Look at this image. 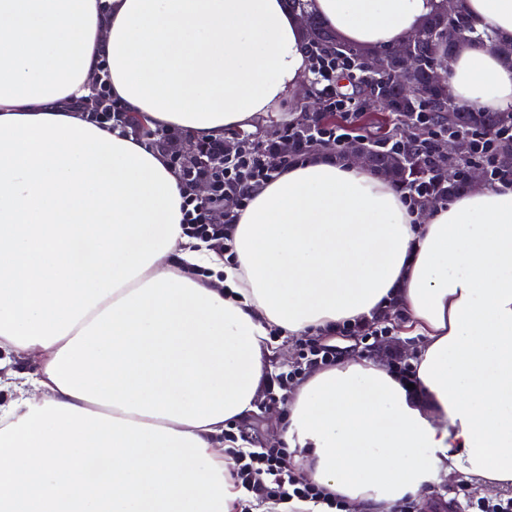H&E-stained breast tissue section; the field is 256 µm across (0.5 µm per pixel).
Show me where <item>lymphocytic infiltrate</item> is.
<instances>
[{"label": "lymphocytic infiltrate", "instance_id": "1", "mask_svg": "<svg viewBox=\"0 0 512 512\" xmlns=\"http://www.w3.org/2000/svg\"><path fill=\"white\" fill-rule=\"evenodd\" d=\"M313 74L324 111L340 115V122L323 125L311 120L304 126L297 122L287 124L284 137H295L303 130L309 134L308 139L300 141L297 149L288 154L281 153L279 142L274 141L225 156L218 186L206 200L198 198L194 192L193 182L199 176L198 171H180L187 205L184 223L189 234L208 239L216 249L225 250L227 228L237 222L252 191L276 178L288 164L305 160L310 154V141H331L341 146L357 136L385 151L397 147L398 137L385 138L356 128L359 102L353 94L337 87V81L343 75L350 83L360 82L361 76L353 67L344 60L326 55L317 63ZM227 463L238 485L260 502L287 505L288 512H310L309 507L313 504L324 506L329 512H338L343 506L342 500L329 489L298 479L285 466L281 449L238 448L228 456Z\"/></svg>", "mask_w": 512, "mask_h": 512}]
</instances>
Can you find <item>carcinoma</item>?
<instances>
[{"instance_id":"carcinoma-1","label":"carcinoma","mask_w":512,"mask_h":512,"mask_svg":"<svg viewBox=\"0 0 512 512\" xmlns=\"http://www.w3.org/2000/svg\"><path fill=\"white\" fill-rule=\"evenodd\" d=\"M474 30L463 5L457 0L456 11L450 18L438 9L419 29L422 39L416 47L421 64L414 76L418 87L406 92L391 81L392 73L398 65L397 52L392 48L372 50L340 41L324 21L314 17L305 29L310 51L320 52L332 49L338 54L352 58L359 65L366 63L378 70L377 86L394 103L395 116L403 126L408 125L413 112L423 107L432 113L434 127L442 131L462 130L468 135L492 134L499 129L512 127V112H479L453 102L444 89H429L423 85L428 71L453 57L456 47L471 39ZM376 166L395 175L394 181L400 184L416 182L430 174L439 181L448 183V193H457L467 185L463 176L437 160L434 168L428 170L420 163L405 165L393 153L377 152Z\"/></svg>"}]
</instances>
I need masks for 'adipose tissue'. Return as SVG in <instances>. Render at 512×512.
<instances>
[{
  "mask_svg": "<svg viewBox=\"0 0 512 512\" xmlns=\"http://www.w3.org/2000/svg\"><path fill=\"white\" fill-rule=\"evenodd\" d=\"M438 0H308L346 43L404 42ZM461 104L512 112V0H464ZM284 0H0V512H238L224 426L281 337L396 314L416 387L356 355L288 393L278 441L349 512L440 474L512 488V185L419 211L320 153L255 190L232 262L182 229L166 154L78 109L95 79L192 140L252 127L305 74ZM25 370H17V363Z\"/></svg>",
  "mask_w": 512,
  "mask_h": 512,
  "instance_id": "obj_1",
  "label": "adipose tissue"
}]
</instances>
